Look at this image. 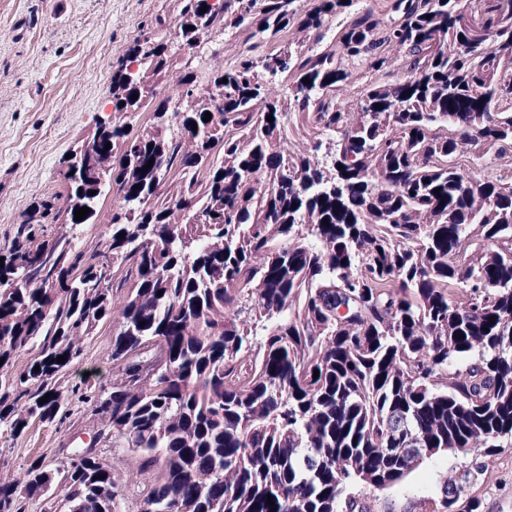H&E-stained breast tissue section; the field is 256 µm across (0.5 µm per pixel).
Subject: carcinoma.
<instances>
[{
  "label": "carcinoma",
  "instance_id": "carcinoma-1",
  "mask_svg": "<svg viewBox=\"0 0 512 512\" xmlns=\"http://www.w3.org/2000/svg\"><path fill=\"white\" fill-rule=\"evenodd\" d=\"M205 2L169 0L112 66V120L82 141L86 167L54 216L106 220L101 248L63 230L33 245L27 224L4 257L0 277L29 273L0 292V425L17 438L54 420L56 373L115 314L93 442L136 455L143 512H364L349 482L384 490L418 464L395 448L512 450V180L462 160L468 146L512 154V0H391L389 24L368 7L326 47L354 0ZM171 16L177 46L152 37ZM229 28L246 34L234 65L200 91L180 47ZM290 32L253 53L249 40ZM358 64L384 79L349 102ZM266 73L291 95L266 97ZM173 77L181 94L160 95ZM135 112L149 114L137 130ZM294 116L332 136L330 164L281 148ZM110 193L121 202L104 212ZM50 244L49 285L36 267ZM59 467L74 512H124L125 480L93 446ZM481 471L449 479L433 512H454ZM51 483L38 463L0 481V512Z\"/></svg>",
  "mask_w": 512,
  "mask_h": 512
}]
</instances>
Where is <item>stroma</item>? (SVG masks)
Returning <instances> with one entry per match:
<instances>
[{
	"instance_id": "obj_1",
	"label": "stroma",
	"mask_w": 512,
	"mask_h": 512,
	"mask_svg": "<svg viewBox=\"0 0 512 512\" xmlns=\"http://www.w3.org/2000/svg\"><path fill=\"white\" fill-rule=\"evenodd\" d=\"M165 0H0V244L10 245L21 224L42 202L65 195L73 153L112 114V64L125 55L147 17ZM235 31L195 48L201 73L233 60ZM114 325L101 321L56 384L65 405L51 422H30L18 438L0 436V475L22 476L33 463L55 470L73 449L95 444L100 461L125 478L124 512H135L148 482L126 448L93 443L102 425L95 411L101 388L112 383ZM482 475L455 505L467 512H512V452L485 457ZM471 457L441 452L406 479L377 490L355 482L348 494L366 512H433L449 476L471 468Z\"/></svg>"
}]
</instances>
